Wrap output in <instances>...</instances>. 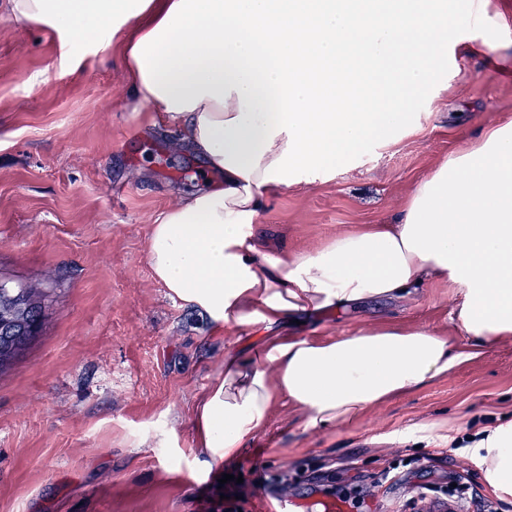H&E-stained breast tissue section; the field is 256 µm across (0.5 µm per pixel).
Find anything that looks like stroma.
I'll list each match as a JSON object with an SVG mask.
<instances>
[{"instance_id":"stroma-1","label":"stroma","mask_w":512,"mask_h":512,"mask_svg":"<svg viewBox=\"0 0 512 512\" xmlns=\"http://www.w3.org/2000/svg\"><path fill=\"white\" fill-rule=\"evenodd\" d=\"M489 24L460 26L434 83L414 97L393 142H371L324 178L270 196L255 236L310 252L365 224H393L417 182L466 140L512 118V0H483ZM126 63L114 50L63 55L59 34L0 9V279L48 295L27 352L0 377V512H266L272 497L400 512L421 487L456 480L470 512H512L487 488L466 442L512 423V338L477 350L444 378L304 429L287 401L237 459L195 441V407L224 356L260 352L263 325L219 328L171 298L147 262L150 226L187 192L221 181L174 148V128L125 109ZM458 288L432 281L397 300L299 314L287 336L368 327L426 329L454 351ZM393 483L375 485L382 470ZM231 482H222L223 474Z\"/></svg>"}]
</instances>
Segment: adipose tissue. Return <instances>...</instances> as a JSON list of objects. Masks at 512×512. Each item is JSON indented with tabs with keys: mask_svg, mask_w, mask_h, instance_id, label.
I'll use <instances>...</instances> for the list:
<instances>
[{
	"mask_svg": "<svg viewBox=\"0 0 512 512\" xmlns=\"http://www.w3.org/2000/svg\"><path fill=\"white\" fill-rule=\"evenodd\" d=\"M11 21L46 24L70 46L120 35L131 112L157 113L224 175L151 226L147 261L170 296L220 326L264 324L262 359L227 356L197 407L198 447L227 461L287 398L309 429L446 375L461 354L427 330H361L323 341L274 334L296 314L410 294L447 281L456 326L474 347L512 337V120L421 179L396 224L275 255L251 226L297 173L322 171L406 126L409 94L434 80L458 20L448 0H6ZM397 78L370 79L409 39ZM484 481L512 500V424L471 449Z\"/></svg>",
	"mask_w": 512,
	"mask_h": 512,
	"instance_id": "ef3b65f1",
	"label": "adipose tissue"
}]
</instances>
